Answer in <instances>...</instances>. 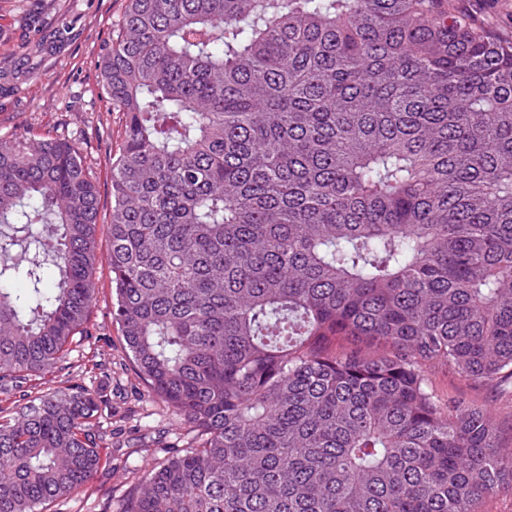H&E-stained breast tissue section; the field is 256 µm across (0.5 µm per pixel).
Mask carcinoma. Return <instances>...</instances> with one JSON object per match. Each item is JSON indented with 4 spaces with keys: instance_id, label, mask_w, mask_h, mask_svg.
Listing matches in <instances>:
<instances>
[{
    "instance_id": "obj_1",
    "label": "carcinoma",
    "mask_w": 512,
    "mask_h": 512,
    "mask_svg": "<svg viewBox=\"0 0 512 512\" xmlns=\"http://www.w3.org/2000/svg\"><path fill=\"white\" fill-rule=\"evenodd\" d=\"M107 261L141 381L193 433L116 512H478L512 491V39L457 0H126ZM99 190L65 138H0V512L94 478ZM22 287L16 288L14 284ZM429 377L441 403L448 402V399H460L487 408L499 427L503 446L512 448V403L508 387L476 383L445 367L430 369Z\"/></svg>"
}]
</instances>
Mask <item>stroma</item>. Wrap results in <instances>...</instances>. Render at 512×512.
I'll list each match as a JSON object with an SVG mask.
<instances>
[{"mask_svg": "<svg viewBox=\"0 0 512 512\" xmlns=\"http://www.w3.org/2000/svg\"><path fill=\"white\" fill-rule=\"evenodd\" d=\"M126 0H0V136L31 132L75 141L99 187L100 215L111 204L112 159L123 141L121 113L100 94L102 46ZM500 36L512 38V0H459ZM88 338L70 352L66 370L42 375L43 388L87 386L105 396L96 423L112 436L106 464L78 492L47 512H101L165 459L169 447L191 439L186 426L147 390L132 367L112 320L106 264L95 273ZM440 402L460 399L487 408L504 447L512 448V392L466 379L445 367L429 371Z\"/></svg>", "mask_w": 512, "mask_h": 512, "instance_id": "1", "label": "stroma"}]
</instances>
